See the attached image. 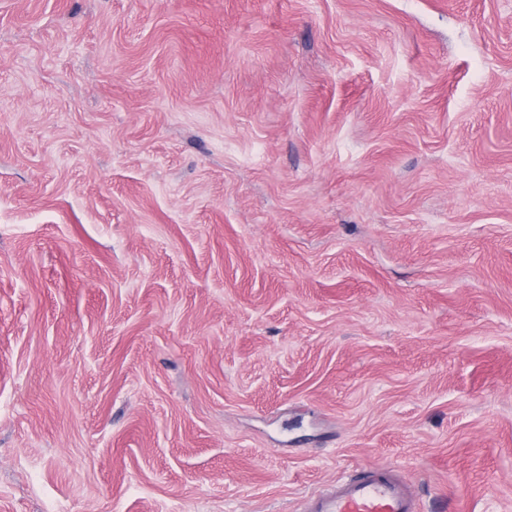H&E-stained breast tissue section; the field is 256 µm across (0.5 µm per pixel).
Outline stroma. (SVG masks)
<instances>
[{"label":"stroma","mask_w":512,"mask_h":512,"mask_svg":"<svg viewBox=\"0 0 512 512\" xmlns=\"http://www.w3.org/2000/svg\"><path fill=\"white\" fill-rule=\"evenodd\" d=\"M512 512V0H0V512ZM406 483L392 467L372 466L360 478L314 498L309 512H415Z\"/></svg>","instance_id":"1"}]
</instances>
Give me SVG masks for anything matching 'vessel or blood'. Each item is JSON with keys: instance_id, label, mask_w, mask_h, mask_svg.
Instances as JSON below:
<instances>
[{"instance_id": "1", "label": "vessel or blood", "mask_w": 512, "mask_h": 512, "mask_svg": "<svg viewBox=\"0 0 512 512\" xmlns=\"http://www.w3.org/2000/svg\"><path fill=\"white\" fill-rule=\"evenodd\" d=\"M406 483L394 469L372 466L362 477L314 498L311 512H415Z\"/></svg>"}]
</instances>
